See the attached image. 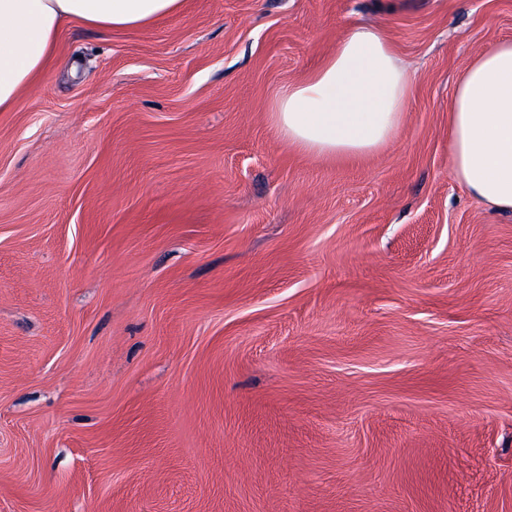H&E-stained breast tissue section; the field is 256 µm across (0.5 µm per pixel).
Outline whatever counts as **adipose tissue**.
Instances as JSON below:
<instances>
[{
	"label": "adipose tissue",
	"instance_id": "1",
	"mask_svg": "<svg viewBox=\"0 0 512 512\" xmlns=\"http://www.w3.org/2000/svg\"><path fill=\"white\" fill-rule=\"evenodd\" d=\"M183 0H0V111L11 109L50 61L71 20L126 29L180 11ZM411 74L377 28L353 29L306 78L282 87L269 112L275 133L315 156H361L397 136ZM450 163L475 198L512 212V39L476 53L448 103Z\"/></svg>",
	"mask_w": 512,
	"mask_h": 512
}]
</instances>
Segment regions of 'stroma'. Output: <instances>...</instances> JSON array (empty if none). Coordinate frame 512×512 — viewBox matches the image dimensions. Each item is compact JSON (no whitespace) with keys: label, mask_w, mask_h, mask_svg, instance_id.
<instances>
[{"label":"stroma","mask_w":512,"mask_h":512,"mask_svg":"<svg viewBox=\"0 0 512 512\" xmlns=\"http://www.w3.org/2000/svg\"><path fill=\"white\" fill-rule=\"evenodd\" d=\"M413 74L383 151L273 133L354 27ZM512 0H186L73 20L0 112V512H512V213L448 100Z\"/></svg>","instance_id":"35a3bbf8"}]
</instances>
